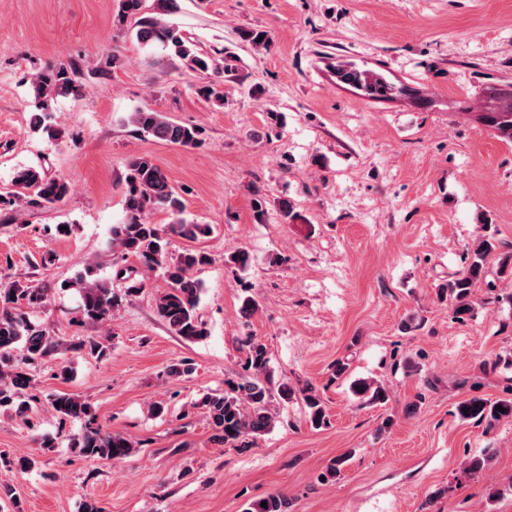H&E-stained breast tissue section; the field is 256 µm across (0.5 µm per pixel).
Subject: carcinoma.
Listing matches in <instances>:
<instances>
[{"mask_svg": "<svg viewBox=\"0 0 512 512\" xmlns=\"http://www.w3.org/2000/svg\"><path fill=\"white\" fill-rule=\"evenodd\" d=\"M136 39L142 44L161 42L174 48L176 55L193 70L206 72L213 60L200 53L196 45L175 29L154 16L137 20ZM338 82L362 92L370 100L392 99L405 95L409 89L388 81L382 74L347 65L336 69ZM83 72L76 64L49 67L32 79V90L36 113L33 129L43 130L51 137L62 135L63 129L47 120L53 114V103L61 94L77 93L82 87ZM480 119L493 128L498 135L512 141V100L500 101ZM130 122L143 134L155 139L191 147L198 142V130L193 126L172 121L159 112L139 109L130 115ZM126 217L112 225V253L116 260L137 259L146 272L162 270L166 289L155 300V309L170 328L189 341L207 335L198 315L201 282L196 271L210 263V257L201 251L186 249L176 257L168 255L165 234H174L193 241L212 232L209 224L179 221L162 227L153 224L148 217L156 211L172 213L183 211L184 203L171 186L165 172L148 156H133L126 165L124 176ZM68 182L51 176L36 167L17 170L11 187L0 193V207L23 210L27 207L56 205L69 194ZM493 235L484 234L473 242L470 261L464 271L448 280L444 292L456 318L462 319L473 310L471 298L474 288L485 281L488 259L495 252ZM76 289L81 303L77 317L81 320L106 322L112 318L119 300L113 293L112 281L95 276L88 269L68 281ZM48 289L38 285H23L17 281L0 286V410L12 411L24 419L38 397L27 390L33 386L31 368L51 356L58 347L47 325L36 319V313L47 305ZM269 358L265 344L256 338L246 342L244 374L239 381L228 384L221 393L203 398L202 406L213 431V439L226 445H237L247 450L254 440L274 423L272 402L288 403L301 395L308 409L310 424L321 427L326 421L325 403L312 387L296 391L286 382L274 381L268 370ZM360 402L378 404L386 400L387 392L382 385L359 380L352 386ZM60 423L74 419L84 420L83 432L73 447L89 460L108 459L121 461L137 451L129 439L103 431L94 425L92 406L69 393H59L49 398ZM503 407L500 412L497 407ZM462 420H476L491 427L512 419V398L494 402L483 398H468L460 401L456 408ZM494 456L491 448H485L471 458L466 473L476 475L483 471ZM266 506L257 501L249 505L247 512H288L289 502L281 495L266 499Z\"/></svg>", "mask_w": 512, "mask_h": 512, "instance_id": "cac0c4a2", "label": "carcinoma"}]
</instances>
